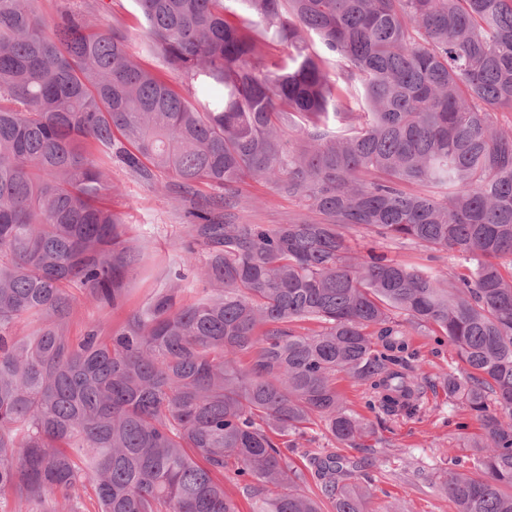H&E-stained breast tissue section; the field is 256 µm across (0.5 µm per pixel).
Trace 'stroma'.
<instances>
[{
  "instance_id": "stroma-1",
  "label": "stroma",
  "mask_w": 512,
  "mask_h": 512,
  "mask_svg": "<svg viewBox=\"0 0 512 512\" xmlns=\"http://www.w3.org/2000/svg\"><path fill=\"white\" fill-rule=\"evenodd\" d=\"M60 9L88 10L100 29H124L142 64L179 92H189V82L146 47L133 0H41L44 17H53ZM111 170L116 191L108 203L122 215L129 237L142 244L144 259L128 284V299L122 309L103 308L88 296H79L70 328L75 336L82 334L85 322L91 319L107 324L124 320L147 296L166 287L169 269L179 261L181 243L188 235L186 205L166 190V175L156 174L153 182L147 183L121 163H113ZM236 199L251 224H283L307 214L300 198L279 193L270 183H241ZM412 344L426 374V411L412 418L373 415L378 437L388 439L390 445L374 448L367 455L368 471L374 479L369 508L371 512H454L439 477L451 467L453 458L467 454L457 428L463 413L449 407L439 378L456 369L458 361L452 347L437 337L416 335Z\"/></svg>"
}]
</instances>
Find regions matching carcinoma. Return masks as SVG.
Listing matches in <instances>:
<instances>
[{
	"instance_id": "obj_1",
	"label": "carcinoma",
	"mask_w": 512,
	"mask_h": 512,
	"mask_svg": "<svg viewBox=\"0 0 512 512\" xmlns=\"http://www.w3.org/2000/svg\"><path fill=\"white\" fill-rule=\"evenodd\" d=\"M38 2L0 0L11 512H241L226 480L251 512H322L324 500L369 512L361 461L307 448L308 430L319 422L346 448L373 437L339 373L374 411L420 413L413 331L448 338L462 366L440 384L478 424L462 436L472 467L448 470L443 490L456 512H512V129L498 121L512 110V0H134L149 50L200 91L193 101L142 66L123 30L70 10L48 21ZM271 44L288 61L267 63ZM114 158L146 181L173 176L205 288L184 302L175 267L127 320L75 338L72 289L119 309L142 261L106 204ZM246 178L320 219L221 213L222 191ZM357 228L471 267L355 250Z\"/></svg>"
}]
</instances>
